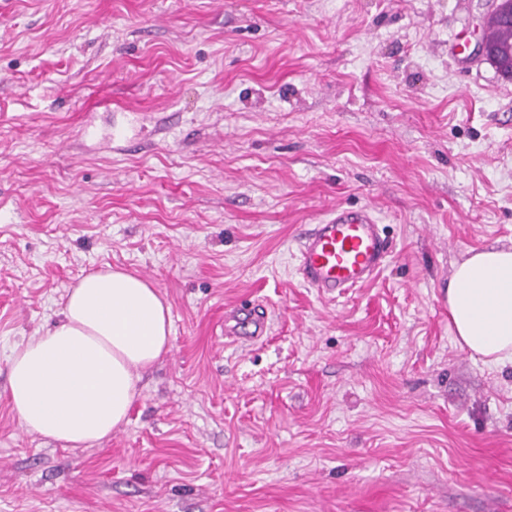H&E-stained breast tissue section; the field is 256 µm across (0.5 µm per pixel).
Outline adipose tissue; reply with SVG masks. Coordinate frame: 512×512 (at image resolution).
<instances>
[{
    "mask_svg": "<svg viewBox=\"0 0 512 512\" xmlns=\"http://www.w3.org/2000/svg\"><path fill=\"white\" fill-rule=\"evenodd\" d=\"M455 342L489 366L512 362V250L455 265L447 288ZM171 306L138 275L107 268L68 288L57 324L9 355L8 397L21 427L90 447L128 421L140 370L170 349Z\"/></svg>",
    "mask_w": 512,
    "mask_h": 512,
    "instance_id": "obj_1",
    "label": "adipose tissue"
}]
</instances>
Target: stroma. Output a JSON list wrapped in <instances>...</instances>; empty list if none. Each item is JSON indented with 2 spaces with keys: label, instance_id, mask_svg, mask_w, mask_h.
<instances>
[{
  "label": "stroma",
  "instance_id": "1",
  "mask_svg": "<svg viewBox=\"0 0 512 512\" xmlns=\"http://www.w3.org/2000/svg\"><path fill=\"white\" fill-rule=\"evenodd\" d=\"M486 0H0V512H512V364L442 300L512 248V80ZM373 209L332 299L299 245ZM171 306L102 444L24 432L8 356L105 266ZM265 316L263 341L228 328ZM487 44L489 46H508L512 48V39H510L508 36H505L493 41L487 40ZM487 44H484L483 42L479 43L475 54H477L482 60H485L492 64L502 76L511 79L512 63L511 67H506L505 65H503L497 52L492 48H487ZM391 254L370 207H336L303 237L299 266L319 295L338 298L374 279Z\"/></svg>",
  "mask_w": 512,
  "mask_h": 512
}]
</instances>
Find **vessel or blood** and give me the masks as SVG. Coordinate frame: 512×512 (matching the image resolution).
I'll use <instances>...</instances> for the list:
<instances>
[{
  "mask_svg": "<svg viewBox=\"0 0 512 512\" xmlns=\"http://www.w3.org/2000/svg\"><path fill=\"white\" fill-rule=\"evenodd\" d=\"M391 254L370 207H338L303 237L299 266L319 295L338 298L374 279Z\"/></svg>",
  "mask_w": 512,
  "mask_h": 512,
  "instance_id": "b4317fda",
  "label": "vessel or blood"
}]
</instances>
